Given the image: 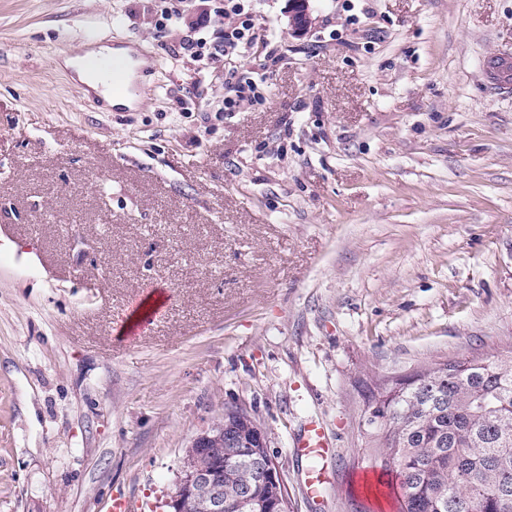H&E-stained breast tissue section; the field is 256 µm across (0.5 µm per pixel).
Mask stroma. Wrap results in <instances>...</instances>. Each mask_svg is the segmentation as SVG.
Instances as JSON below:
<instances>
[{"instance_id": "35a3bbf8", "label": "stroma", "mask_w": 512, "mask_h": 512, "mask_svg": "<svg viewBox=\"0 0 512 512\" xmlns=\"http://www.w3.org/2000/svg\"><path fill=\"white\" fill-rule=\"evenodd\" d=\"M160 0H0V512H165L201 429L261 422L291 512L377 501L366 393L512 348V0H251L266 100L225 114ZM135 63L131 106L62 67ZM169 297L147 316L151 294ZM139 323L133 339L117 335ZM335 444L321 500L292 441Z\"/></svg>"}]
</instances>
